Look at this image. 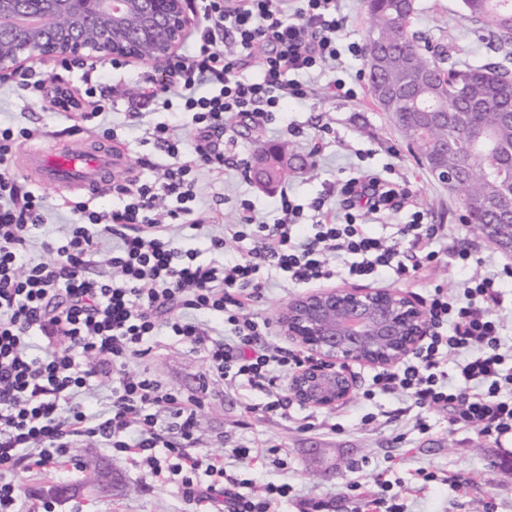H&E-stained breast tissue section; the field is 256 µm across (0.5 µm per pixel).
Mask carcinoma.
<instances>
[{
    "mask_svg": "<svg viewBox=\"0 0 512 512\" xmlns=\"http://www.w3.org/2000/svg\"><path fill=\"white\" fill-rule=\"evenodd\" d=\"M465 19L486 32L490 45L512 59V0H461ZM369 18L366 69L374 100L387 112L418 158L432 141L448 135L438 124L425 123L421 105L438 112H458L481 138L448 150L446 164L462 172V191L471 224H497L496 234L512 237V223H501L494 211L479 202L499 193L494 173L500 163L498 147L512 144V122L501 113L512 110V72L500 64L447 62L432 54L411 28L415 8L400 0H366Z\"/></svg>",
    "mask_w": 512,
    "mask_h": 512,
    "instance_id": "obj_1",
    "label": "carcinoma"
}]
</instances>
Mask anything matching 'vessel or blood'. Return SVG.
<instances>
[{"label": "vessel or blood", "mask_w": 512, "mask_h": 512, "mask_svg": "<svg viewBox=\"0 0 512 512\" xmlns=\"http://www.w3.org/2000/svg\"><path fill=\"white\" fill-rule=\"evenodd\" d=\"M25 171L36 184L60 191L65 200L97 195L125 170L126 153L115 143L95 142L73 150L61 144L24 148Z\"/></svg>", "instance_id": "b4317fda"}]
</instances>
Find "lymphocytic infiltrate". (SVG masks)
Masks as SVG:
<instances>
[{
	"label": "lymphocytic infiltrate",
	"mask_w": 512,
	"mask_h": 512,
	"mask_svg": "<svg viewBox=\"0 0 512 512\" xmlns=\"http://www.w3.org/2000/svg\"><path fill=\"white\" fill-rule=\"evenodd\" d=\"M338 0H201L203 22L190 49L172 60L161 81L148 80L138 96L191 112L194 139L170 122L149 135L174 167L163 180L123 178L112 183V202L91 208L69 203L76 222L42 237L45 196L25 189L11 162L14 144L38 140L35 127L0 126V512H20L10 472L19 459L47 465L77 441L134 456L161 474L181 473L186 494L206 500L215 485L192 476L223 475L221 457L202 449L198 397L175 393L147 372L135 371L162 339L199 354L209 378L270 390L302 358L272 342V321L258 308L273 272L295 283L329 278L330 261L348 257L360 279L416 280L437 262L443 227L421 214L399 225L391 240L369 219L381 205L401 207L399 191L368 175L342 189L344 220L316 202L318 220L301 223L302 209L281 193L274 223L262 221L241 200L237 221L208 234L203 247L186 246L196 231L200 170L224 167L214 137L225 116L274 121L285 102L308 97L301 74L334 62L345 18ZM235 52L224 50L225 42ZM193 163H181L185 148ZM165 220H158L157 211ZM251 246L228 260L203 259L228 241ZM105 257L111 275L89 277ZM503 279L493 272L463 280L456 295L437 285L425 302L430 332L413 357L375 373L365 400L404 398L414 428L431 429L429 416L483 435L512 434V346L501 338L494 306ZM459 379L449 384L448 364ZM105 402L88 412L84 394ZM169 466H162V459Z\"/></svg>",
	"instance_id": "lymphocytic-infiltrate-1"
}]
</instances>
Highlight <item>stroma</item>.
I'll return each mask as SVG.
<instances>
[{
	"label": "stroma",
	"mask_w": 512,
	"mask_h": 512,
	"mask_svg": "<svg viewBox=\"0 0 512 512\" xmlns=\"http://www.w3.org/2000/svg\"><path fill=\"white\" fill-rule=\"evenodd\" d=\"M413 28L430 45L464 50L479 65L498 61L486 43L477 41L473 24L462 16L461 0H415ZM346 26L339 36L340 58L322 70L306 75L313 90L302 101L286 103L273 124L258 126L228 117L230 137H218L220 150L235 156L236 166L212 173H199V208L208 211L220 203L221 224L235 223L238 199L252 201L261 219L278 218L276 202L281 191L293 195L303 207V223L314 220L311 204L321 197L335 203L345 182L359 174H378L391 186L407 187L411 195L398 212L384 211L374 218L378 234L391 236L397 225L408 223L414 212L427 224H440L450 233L442 247L466 249L476 261L467 269L439 262L423 279L404 284V291L426 297L431 286L456 289L462 279L479 277L512 264L503 253L463 220L461 196L449 191L427 167L409 152L399 130L373 100L363 56L352 55L350 45L366 46L369 20L365 0H338ZM161 79V68L152 64L130 66L128 74H98L97 84L112 101L107 126L116 129L127 151L130 168L139 158H150V178H161L170 160L147 142L144 126H130L128 98L138 90L139 77ZM343 80L356 91L347 98L332 94L328 84ZM77 117L71 112H49L16 83L0 82V124L36 126L45 139L77 149L83 136L72 135ZM299 127L291 135L289 127ZM283 146L290 161L272 189L261 188L249 175L246 164L258 149ZM150 372L173 391L194 393L200 399L199 437L204 446L222 455L228 475L237 480L241 493L260 499L269 484H286L288 498L280 500L279 512H306L312 498L332 502L331 512H372L382 482H390L392 504L398 512H512V438L481 435L467 429H450L448 416L432 413L430 432L419 434L396 395L362 400L371 367L355 365L351 372L359 389L351 398L332 408L291 402L286 415L262 412L266 391L242 390L207 380L205 365L195 353L182 347L157 345L146 358ZM257 412H246V404ZM374 413L375 423L362 417ZM244 445L257 451L253 460H239L230 448ZM313 448L335 449L339 466L334 475H323L312 462ZM108 467L118 477L119 491L103 493L89 486L93 467ZM14 480L23 512H226L223 495L200 502L184 494L180 476L160 482L129 457L110 454L89 442L75 444L55 463L39 466L23 460L14 467ZM359 482L356 492L346 491L349 482ZM53 486L73 488V495L60 500L49 495Z\"/></svg>",
	"instance_id": "stroma-1"
}]
</instances>
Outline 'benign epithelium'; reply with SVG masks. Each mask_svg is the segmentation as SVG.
<instances>
[{
    "instance_id": "obj_1",
    "label": "benign epithelium",
    "mask_w": 512,
    "mask_h": 512,
    "mask_svg": "<svg viewBox=\"0 0 512 512\" xmlns=\"http://www.w3.org/2000/svg\"><path fill=\"white\" fill-rule=\"evenodd\" d=\"M198 24L191 0H0V74L29 63L112 58L164 66ZM261 152L254 180L271 186ZM282 335L309 354L288 391L302 405L328 408L348 400L351 366H393L426 335L423 307L400 288L344 285L320 288L288 303Z\"/></svg>"
}]
</instances>
